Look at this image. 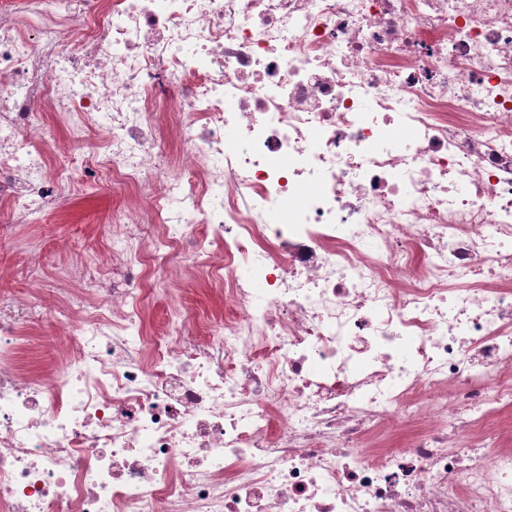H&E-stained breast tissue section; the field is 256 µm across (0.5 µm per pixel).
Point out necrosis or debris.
Segmentation results:
<instances>
[{"label": "necrosis or debris", "mask_w": 512, "mask_h": 512, "mask_svg": "<svg viewBox=\"0 0 512 512\" xmlns=\"http://www.w3.org/2000/svg\"><path fill=\"white\" fill-rule=\"evenodd\" d=\"M104 171L0 272V512H512V0L0 4V245ZM71 195L72 201L64 213L39 223L17 224L13 231L19 244L42 245L48 272L65 259L64 247H93L100 255L109 248L107 225L112 224V209L119 195L100 187L82 186H75ZM200 278V275L191 276L189 278L186 285L188 290L184 301H186L188 308L194 310L209 323L206 319V314L213 319L214 316L220 317L224 310L215 292L204 280L201 279L199 281ZM203 313H205L204 317ZM168 316V300L163 292L158 290L152 298L150 307V317L156 332L161 333L165 330L168 323ZM50 320H47L42 326L30 328L25 331L22 350V364L26 368L37 369L41 371L51 369L55 364L50 354V350L44 348L40 341V336L44 327Z\"/></svg>", "instance_id": "obj_1"}]
</instances>
